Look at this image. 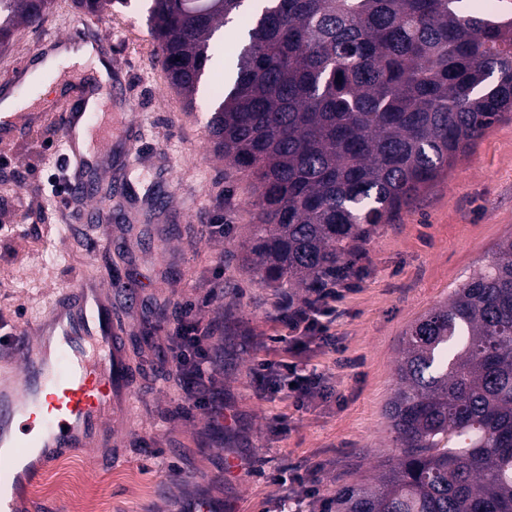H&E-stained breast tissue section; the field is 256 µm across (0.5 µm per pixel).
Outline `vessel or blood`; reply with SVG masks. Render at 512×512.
Wrapping results in <instances>:
<instances>
[{
	"label": "vessel or blood",
	"mask_w": 512,
	"mask_h": 512,
	"mask_svg": "<svg viewBox=\"0 0 512 512\" xmlns=\"http://www.w3.org/2000/svg\"><path fill=\"white\" fill-rule=\"evenodd\" d=\"M90 19L46 43L73 45L102 34ZM67 197L90 217L111 210V198L89 202V172L111 175L91 143L97 135L84 101L60 117ZM116 319L112 287L101 277H77L39 319L17 325L0 351V512H26L8 488L28 484L51 465L94 446H111L113 414L129 399L130 365Z\"/></svg>",
	"instance_id": "obj_1"
}]
</instances>
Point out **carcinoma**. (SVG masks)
Here are the masks:
<instances>
[{"label":"carcinoma","mask_w":512,"mask_h":512,"mask_svg":"<svg viewBox=\"0 0 512 512\" xmlns=\"http://www.w3.org/2000/svg\"><path fill=\"white\" fill-rule=\"evenodd\" d=\"M103 16L127 0H73ZM151 0L158 62L193 107L219 26L241 43L209 127L254 179L241 256L269 288H320L377 226L512 112V18L490 0ZM52 0H0V50ZM396 456L336 512H512V236L404 335Z\"/></svg>","instance_id":"cac0c4a2"}]
</instances>
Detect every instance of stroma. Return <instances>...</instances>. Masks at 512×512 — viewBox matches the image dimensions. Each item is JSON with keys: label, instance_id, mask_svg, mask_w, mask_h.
Segmentation results:
<instances>
[{"label": "stroma", "instance_id": "obj_1", "mask_svg": "<svg viewBox=\"0 0 512 512\" xmlns=\"http://www.w3.org/2000/svg\"><path fill=\"white\" fill-rule=\"evenodd\" d=\"M150 4L128 0L103 21L112 74L134 108L105 97L99 110L113 131L137 127L140 142L134 163L117 154L111 190L93 178L89 191L111 193L113 208L127 207L128 217L87 223L48 185L49 174L63 170L57 116L95 84L91 66L62 69L69 94L38 99L25 128L0 137V318L33 321L43 301L76 275L110 278L131 366L130 405L112 419L120 460L108 464L105 450L87 449L74 459L85 496L57 488L46 474L25 497L34 512H180L200 496L214 512H275L282 490L269 475L287 474L304 458L326 462L324 495L355 487L395 453L385 406L397 388L404 332L512 236V114L350 258L358 274L331 331L352 364L338 367L334 353L309 346L304 358L330 376L335 393L299 411L290 400L262 394L253 374L262 360L272 361V375L281 374L276 339L288 329L269 318L284 289L262 286L241 262L257 221L252 181L216 151L208 105L186 108L171 88L147 25ZM85 18L72 0H54L44 24L19 28L0 53V81L5 64L30 53L44 33L67 35ZM209 224L223 225V235L206 234ZM211 288L220 294L209 300ZM185 303L213 330L222 431L186 400L167 349ZM281 417L288 432L278 429ZM229 456L261 462L264 476L241 466L226 470Z\"/></svg>", "mask_w": 512, "mask_h": 512}]
</instances>
